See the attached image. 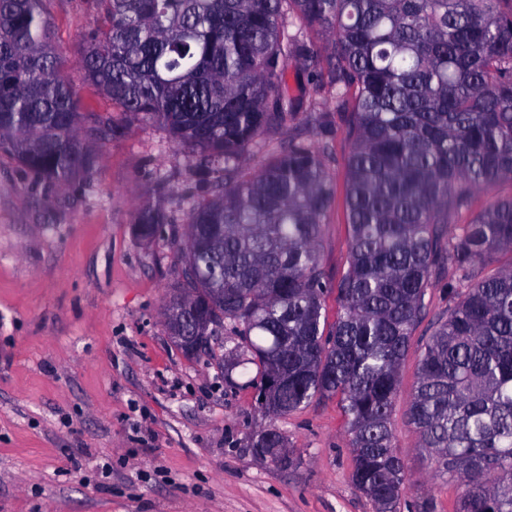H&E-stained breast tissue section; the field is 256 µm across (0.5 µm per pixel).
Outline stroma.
I'll use <instances>...</instances> for the list:
<instances>
[{"label":"stroma","mask_w":512,"mask_h":512,"mask_svg":"<svg viewBox=\"0 0 512 512\" xmlns=\"http://www.w3.org/2000/svg\"><path fill=\"white\" fill-rule=\"evenodd\" d=\"M45 8L80 112H112L77 67L91 0ZM346 128L332 113L335 193L320 242L332 279L349 250ZM196 163L147 121L102 140L92 175L65 183L0 149V512H374L352 482L337 399L270 416L235 366L239 337L219 336L191 358L170 338L163 310L182 281L178 245L174 233L140 241L133 218L149 172L175 193L208 195ZM425 303L391 419L407 477L399 510L454 512L463 488L436 475L408 419L420 350L453 304L447 278ZM272 426L288 441V465L252 452Z\"/></svg>","instance_id":"1"}]
</instances>
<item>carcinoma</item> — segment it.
Masks as SVG:
<instances>
[{
	"label": "carcinoma",
	"mask_w": 512,
	"mask_h": 512,
	"mask_svg": "<svg viewBox=\"0 0 512 512\" xmlns=\"http://www.w3.org/2000/svg\"><path fill=\"white\" fill-rule=\"evenodd\" d=\"M79 66L118 111L157 122L202 157L212 194L177 197L151 178L139 239L187 206L180 296L213 334L242 338L259 408L288 415L338 398L352 481L375 512H397L406 481L390 415L399 368L432 279L458 289L421 348L408 417L435 472L463 486L456 512H512V195L448 232L472 192L512 181V0H93ZM324 37L315 48L307 33ZM311 72L294 95L288 67ZM344 112L348 267L331 280L319 246L334 188L328 145L301 137L259 170L247 153L316 96ZM52 42L45 0H0V148L54 181L91 173L98 141L126 125L97 116L83 134ZM339 311L327 326L326 294ZM284 439L262 431L254 454Z\"/></svg>",
	"instance_id": "1"
}]
</instances>
